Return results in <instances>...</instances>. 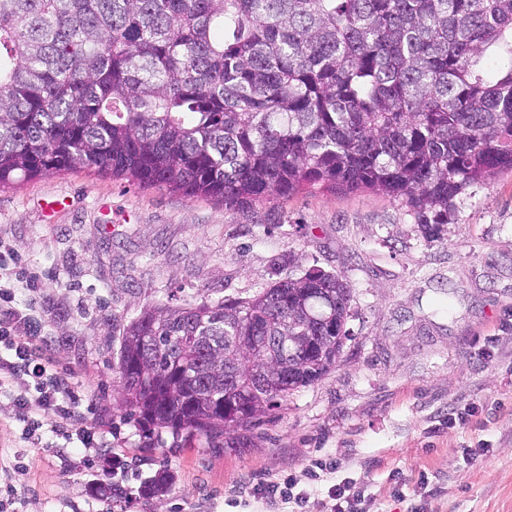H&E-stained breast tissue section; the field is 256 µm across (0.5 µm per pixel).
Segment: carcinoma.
Segmentation results:
<instances>
[{
	"label": "carcinoma",
	"mask_w": 512,
	"mask_h": 512,
	"mask_svg": "<svg viewBox=\"0 0 512 512\" xmlns=\"http://www.w3.org/2000/svg\"><path fill=\"white\" fill-rule=\"evenodd\" d=\"M83 169L240 211L370 190L428 238L512 172V0H0V188ZM352 290L320 269L246 300L159 304L123 329L120 405L190 447L336 367ZM234 336H324L271 364Z\"/></svg>",
	"instance_id": "carcinoma-1"
}]
</instances>
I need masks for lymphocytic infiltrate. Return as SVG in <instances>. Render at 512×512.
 Here are the masks:
<instances>
[{
    "label": "lymphocytic infiltrate",
    "mask_w": 512,
    "mask_h": 512,
    "mask_svg": "<svg viewBox=\"0 0 512 512\" xmlns=\"http://www.w3.org/2000/svg\"><path fill=\"white\" fill-rule=\"evenodd\" d=\"M13 289H0V402L9 403L26 425L25 436L50 433L65 441H87V420L79 410L82 394L53 368L49 338L34 315L15 305Z\"/></svg>",
    "instance_id": "lymphocytic-infiltrate-1"
}]
</instances>
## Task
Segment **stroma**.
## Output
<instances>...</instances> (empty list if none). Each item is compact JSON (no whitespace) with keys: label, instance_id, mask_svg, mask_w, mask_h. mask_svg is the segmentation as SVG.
Instances as JSON below:
<instances>
[{"label":"stroma","instance_id":"35a3bbf8","mask_svg":"<svg viewBox=\"0 0 512 512\" xmlns=\"http://www.w3.org/2000/svg\"><path fill=\"white\" fill-rule=\"evenodd\" d=\"M314 267L352 288L337 366L221 447H143L116 401L124 327L161 303L248 299ZM19 272L36 279L54 364L84 385L96 429L85 448L48 434L34 445L0 404V449L21 463L0 498L14 487L20 512H294L245 490L287 477L314 506L347 480L360 512H512V172L458 197L433 239L370 193L232 212L50 173L0 190V286ZM467 448L488 454L471 464ZM317 462L335 473L309 479Z\"/></svg>","mask_w":512,"mask_h":512}]
</instances>
